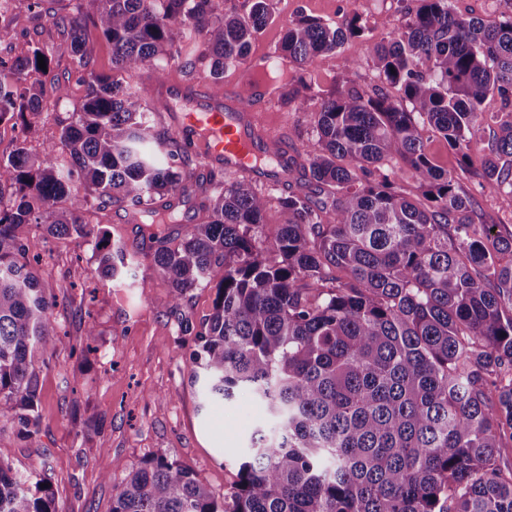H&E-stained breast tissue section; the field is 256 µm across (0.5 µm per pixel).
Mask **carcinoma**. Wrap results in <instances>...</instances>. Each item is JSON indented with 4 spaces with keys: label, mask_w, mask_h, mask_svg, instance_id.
<instances>
[{
    "label": "carcinoma",
    "mask_w": 512,
    "mask_h": 512,
    "mask_svg": "<svg viewBox=\"0 0 512 512\" xmlns=\"http://www.w3.org/2000/svg\"><path fill=\"white\" fill-rule=\"evenodd\" d=\"M67 17L73 62L88 68L87 26L112 45V69L155 67L166 78L185 32L203 36L197 61L214 83L248 62L272 18L268 0L224 15L213 0H94ZM421 6L387 39L365 37L361 18L342 30L301 17L281 51L300 69L361 39L378 84L323 97L306 112L315 140L298 188L280 198L285 216L265 243L268 201L224 171L193 178L172 128L158 129L129 83L88 72L86 95L60 132L63 149L26 148L27 115L43 108L30 72L41 49L0 57V122L22 139L0 161V423L39 431L36 363L63 342L38 272L28 263L46 235L93 243L94 273H125L124 250L84 214L125 204L151 217L152 266L178 309L199 286L215 288L213 311L195 335L192 379L207 401L246 388L277 418L251 439L232 488L217 495L165 454L114 484L112 512H512V237L476 223L470 198L430 157L432 128L496 188L512 189V14L494 24L454 12L452 0ZM500 109L485 116L488 96ZM495 125L489 153L473 145ZM398 157L422 198L401 191ZM15 196L3 202L4 186ZM199 195L209 219L176 236L173 205L155 197ZM45 476L21 475L0 446V512H62Z\"/></svg>",
    "instance_id": "cac0c4a2"
}]
</instances>
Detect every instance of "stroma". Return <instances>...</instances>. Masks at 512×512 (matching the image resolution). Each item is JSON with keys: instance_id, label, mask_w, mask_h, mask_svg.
Returning <instances> with one entry per match:
<instances>
[{"instance_id": "obj_1", "label": "stroma", "mask_w": 512, "mask_h": 512, "mask_svg": "<svg viewBox=\"0 0 512 512\" xmlns=\"http://www.w3.org/2000/svg\"><path fill=\"white\" fill-rule=\"evenodd\" d=\"M418 0H270L272 21L252 45L250 59L275 53L283 29L301 16L337 27L361 17L372 41L387 38L390 28L414 14ZM40 19H32L22 0L0 9V57L12 56L34 43L51 61L46 75H36L43 109L31 117L27 148L41 155L58 142L60 131L85 95L63 32L59 0H46ZM352 40L336 53L319 57L310 71L289 66L296 82L311 84L306 110L281 94L258 98L252 107L261 129L281 134L289 159L300 162L313 141L306 112L317 111L324 94L349 87L372 92L377 84L372 62L347 70L345 59L359 53ZM64 93H57V86ZM427 150L449 171L460 192L471 197L485 223L502 235L512 234V193L488 185L476 166L463 162L447 142L425 130ZM100 226L112 243L124 248L128 273L102 281L92 274L96 261L91 244L50 238L30 254L58 305L57 331L64 345L49 351L36 366L40 431L26 438L18 426L0 428V446L11 451L12 466L22 474L48 469L51 489L64 512H111L113 484L146 456L166 453L190 467L216 493L237 480L256 430H270L274 420L263 404L245 390L227 401H204L200 384L191 379L194 327L208 319L215 291L192 290L181 310L163 306L167 280L152 266L145 225L116 206ZM96 330V352L84 354L82 325Z\"/></svg>"}]
</instances>
